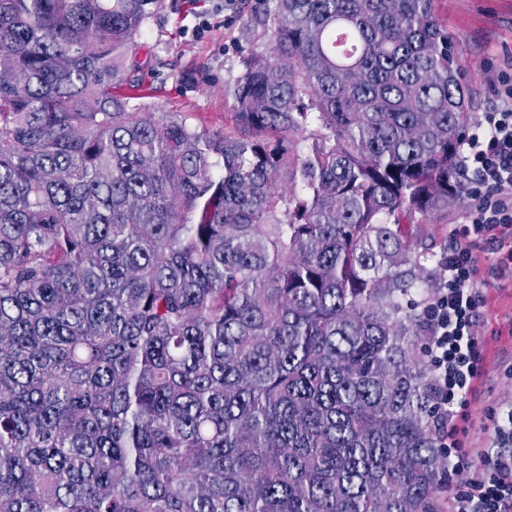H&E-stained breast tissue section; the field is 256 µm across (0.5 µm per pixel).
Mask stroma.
<instances>
[{"label":"stroma","instance_id":"stroma-1","mask_svg":"<svg viewBox=\"0 0 512 512\" xmlns=\"http://www.w3.org/2000/svg\"><path fill=\"white\" fill-rule=\"evenodd\" d=\"M258 0H160L129 64L147 104L177 113L188 125L213 130L235 127L231 91L251 48L269 38L267 29L248 24ZM447 27L467 88L471 120L503 105V85L512 81V0H434ZM471 200L449 204L429 223L411 228L420 247L435 257L465 224ZM476 274L479 292L477 341L480 370L447 437L462 448L463 462L502 447L497 422L512 408V274L505 272L512 235L480 243Z\"/></svg>","mask_w":512,"mask_h":512}]
</instances>
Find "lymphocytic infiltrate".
<instances>
[{"instance_id": "lymphocytic-infiltrate-1", "label": "lymphocytic infiltrate", "mask_w": 512, "mask_h": 512, "mask_svg": "<svg viewBox=\"0 0 512 512\" xmlns=\"http://www.w3.org/2000/svg\"><path fill=\"white\" fill-rule=\"evenodd\" d=\"M503 98L505 107L487 113L467 143L464 170L474 205L448 249L442 279L429 290L425 307L440 393L438 414L446 427L455 419V397L467 393L479 372L475 243L512 231V84ZM448 469L455 477L451 512H512L511 450L480 454L465 468L452 462Z\"/></svg>"}]
</instances>
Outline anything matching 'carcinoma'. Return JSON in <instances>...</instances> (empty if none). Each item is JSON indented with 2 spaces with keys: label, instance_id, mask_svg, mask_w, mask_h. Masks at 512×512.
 <instances>
[{
  "label": "carcinoma",
  "instance_id": "cac0c4a2",
  "mask_svg": "<svg viewBox=\"0 0 512 512\" xmlns=\"http://www.w3.org/2000/svg\"><path fill=\"white\" fill-rule=\"evenodd\" d=\"M433 2L266 0L230 133L115 93L157 0H0V512H433Z\"/></svg>",
  "mask_w": 512,
  "mask_h": 512
}]
</instances>
